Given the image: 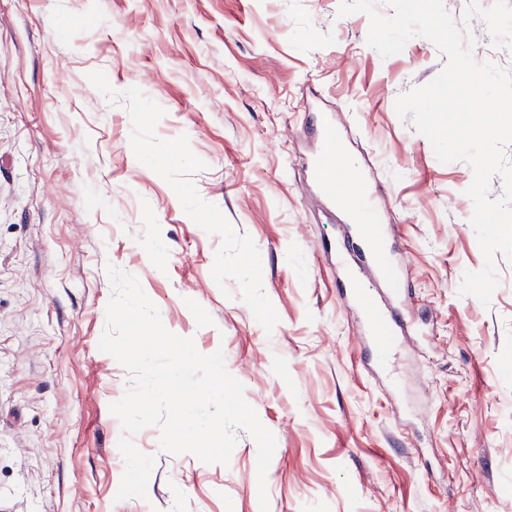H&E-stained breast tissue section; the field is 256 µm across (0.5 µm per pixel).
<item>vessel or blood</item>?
I'll use <instances>...</instances> for the list:
<instances>
[{
    "instance_id": "vessel-or-blood-1",
    "label": "vessel or blood",
    "mask_w": 512,
    "mask_h": 512,
    "mask_svg": "<svg viewBox=\"0 0 512 512\" xmlns=\"http://www.w3.org/2000/svg\"><path fill=\"white\" fill-rule=\"evenodd\" d=\"M316 133L319 147L306 167L329 207L342 210L347 217L335 249L336 265L346 274L341 297L347 306L360 311L362 332L372 342L376 361L385 367L391 358L387 339L403 331L413 300L409 289L397 288L393 291L395 307L385 309L372 290L375 282H390L393 261L400 256L397 238L380 207L384 185L368 181L360 167L349 162L328 118L318 117Z\"/></svg>"
}]
</instances>
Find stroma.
I'll return each mask as SVG.
<instances>
[{"label":"stroma","mask_w":512,"mask_h":512,"mask_svg":"<svg viewBox=\"0 0 512 512\" xmlns=\"http://www.w3.org/2000/svg\"><path fill=\"white\" fill-rule=\"evenodd\" d=\"M340 0H0V512H260L257 445L228 465L154 455L116 500L110 411L132 383L99 348L107 265L228 371L275 436L269 512H512V260L489 304L463 162L395 111L447 58L381 57ZM386 187L422 332L395 389L369 366L302 158L316 111ZM183 142L187 159L171 156Z\"/></svg>","instance_id":"stroma-1"}]
</instances>
